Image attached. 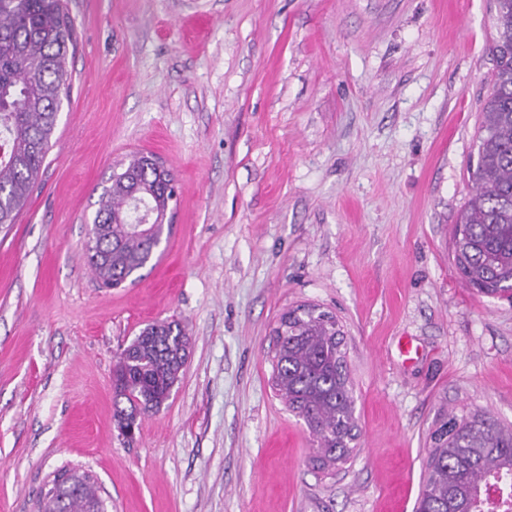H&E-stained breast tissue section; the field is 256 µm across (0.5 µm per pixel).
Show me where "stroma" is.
I'll use <instances>...</instances> for the list:
<instances>
[{"instance_id":"obj_1","label":"stroma","mask_w":512,"mask_h":512,"mask_svg":"<svg viewBox=\"0 0 512 512\" xmlns=\"http://www.w3.org/2000/svg\"><path fill=\"white\" fill-rule=\"evenodd\" d=\"M77 33L39 184L0 225V512L88 473L108 512H413L441 411L512 426V300L474 290L451 226L491 92L496 0H66ZM177 187L157 264L98 287L83 245L112 171ZM333 312L352 459L271 385L273 329ZM190 354L128 439L112 368L147 324Z\"/></svg>"}]
</instances>
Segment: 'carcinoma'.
Listing matches in <instances>:
<instances>
[{"label": "carcinoma", "instance_id": "1", "mask_svg": "<svg viewBox=\"0 0 512 512\" xmlns=\"http://www.w3.org/2000/svg\"><path fill=\"white\" fill-rule=\"evenodd\" d=\"M65 0H0V225L13 224L45 163L76 48ZM492 91L470 166L472 193L452 228L454 260L480 292L512 298V0H497ZM103 189L86 258L104 288H118L145 268L157 241L126 221L140 198L155 221L170 224L177 204L171 170L152 154H136ZM272 382L313 436L311 461L320 468L347 462L354 440V396L336 316L317 306L285 310L274 329ZM190 339L175 320L146 325L112 369L113 422L119 433L169 399L189 355ZM431 454L415 512H484L487 486L497 485L500 512H512V428L490 416H442L430 434ZM40 512H105L85 473L62 470Z\"/></svg>", "mask_w": 512, "mask_h": 512}]
</instances>
